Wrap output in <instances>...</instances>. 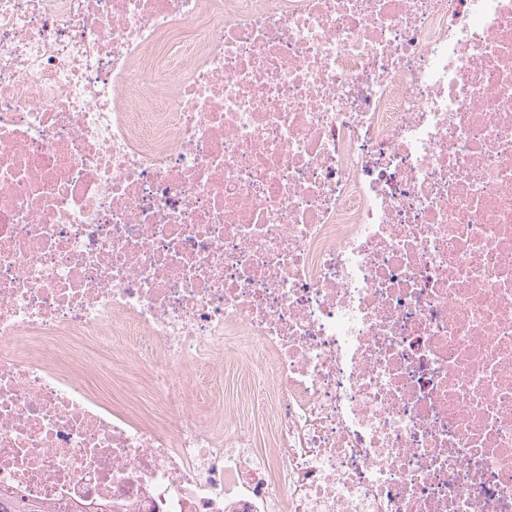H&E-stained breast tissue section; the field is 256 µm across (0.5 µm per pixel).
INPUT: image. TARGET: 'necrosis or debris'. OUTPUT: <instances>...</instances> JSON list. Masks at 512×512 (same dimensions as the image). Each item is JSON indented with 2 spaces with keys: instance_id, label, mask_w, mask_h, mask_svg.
Segmentation results:
<instances>
[{
  "instance_id": "1",
  "label": "necrosis or debris",
  "mask_w": 512,
  "mask_h": 512,
  "mask_svg": "<svg viewBox=\"0 0 512 512\" xmlns=\"http://www.w3.org/2000/svg\"><path fill=\"white\" fill-rule=\"evenodd\" d=\"M0 502L512 512V0H0ZM224 402H231L241 406L252 408L255 411V445L256 448H264L263 438L267 431L265 420H262L261 415H258L257 405L250 401L248 395V388L244 385L243 381L238 376L235 370H228L224 367Z\"/></svg>"
}]
</instances>
